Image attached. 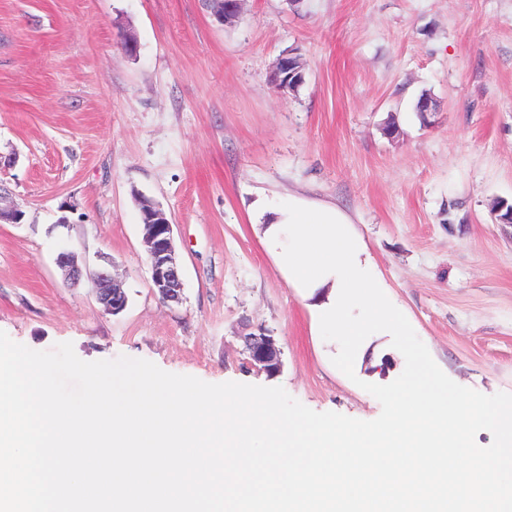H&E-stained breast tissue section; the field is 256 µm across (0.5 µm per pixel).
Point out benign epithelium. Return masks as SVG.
Returning a JSON list of instances; mask_svg holds the SVG:
<instances>
[{"instance_id":"1","label":"benign epithelium","mask_w":512,"mask_h":512,"mask_svg":"<svg viewBox=\"0 0 512 512\" xmlns=\"http://www.w3.org/2000/svg\"><path fill=\"white\" fill-rule=\"evenodd\" d=\"M217 5L214 15L227 24L237 18L242 0H208ZM272 81L279 92L296 91L305 81V68L301 58L292 52L281 56L272 72ZM140 211L144 239L148 246L152 288L166 304H179L183 300V279L176 257L172 224L165 212L149 198L140 199ZM57 263L71 280L82 276V269L75 256L62 251ZM97 297L103 309L112 314L121 312L127 305V296L117 285L112 274L101 269L96 272ZM245 346L252 363L269 375L281 368V349L275 338L259 330L244 337Z\"/></svg>"}]
</instances>
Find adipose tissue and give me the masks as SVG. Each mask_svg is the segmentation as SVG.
I'll return each instance as SVG.
<instances>
[{"instance_id": "ef3b65f1", "label": "adipose tissue", "mask_w": 512, "mask_h": 512, "mask_svg": "<svg viewBox=\"0 0 512 512\" xmlns=\"http://www.w3.org/2000/svg\"><path fill=\"white\" fill-rule=\"evenodd\" d=\"M258 210L268 217L265 242L289 284L310 291L337 290L338 303L324 316L326 326L353 339L372 328L403 332L404 321L387 308L365 257L366 247L344 210L294 195L272 205L259 203ZM353 305L364 309L356 322L347 318Z\"/></svg>"}]
</instances>
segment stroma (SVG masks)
<instances>
[{"instance_id":"35a3bbf8","label":"stroma","mask_w":512,"mask_h":512,"mask_svg":"<svg viewBox=\"0 0 512 512\" xmlns=\"http://www.w3.org/2000/svg\"><path fill=\"white\" fill-rule=\"evenodd\" d=\"M290 51L306 77L282 94L271 73ZM0 191L23 213L0 224V331L31 349L69 342L84 361L142 358L376 419L360 384L392 382L405 359L378 332L354 378L332 364L331 289L292 287L254 212L296 194L351 215L448 377L512 393V224L492 216L512 203V0H243L230 25L206 0H0ZM137 192L172 224L181 304L152 288ZM103 267L128 298L115 315L97 301ZM261 329L281 349L273 376L244 345Z\"/></svg>"}]
</instances>
